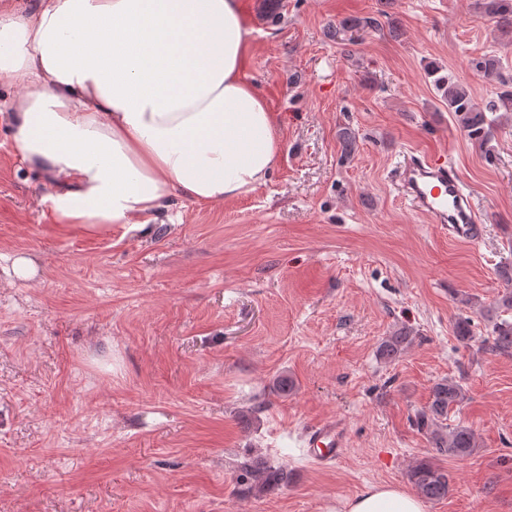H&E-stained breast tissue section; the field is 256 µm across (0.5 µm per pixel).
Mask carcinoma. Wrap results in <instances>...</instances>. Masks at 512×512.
Here are the masks:
<instances>
[{
	"label": "carcinoma",
	"mask_w": 512,
	"mask_h": 512,
	"mask_svg": "<svg viewBox=\"0 0 512 512\" xmlns=\"http://www.w3.org/2000/svg\"><path fill=\"white\" fill-rule=\"evenodd\" d=\"M475 9L483 16L496 20L503 28L512 27V0H475ZM475 70L489 77L499 74V61L493 56H484L472 62ZM441 98L454 113L459 126L467 136L481 143L485 140L492 119L487 113L499 108L512 110V92L504 91L499 102L481 108L475 104L466 88L451 77L442 76L435 81ZM499 278L505 283V289L497 302L502 313L512 311V265H504L498 270ZM409 342V336L399 333L388 337L380 347V355L392 359L399 355ZM491 348L500 353H512V321L504 318L493 323ZM465 393L462 387L449 380L435 383L430 390L429 401L414 418L415 426L426 432L432 449L440 455L465 456L476 448V435L472 429L457 426L451 430L442 426L447 419L448 410L463 402ZM247 479V492L256 495L266 493L271 487L288 480V474L281 468H271L263 462L246 464L243 467ZM409 479L417 494L428 501L448 498L450 478L448 471L427 459L419 460L409 471Z\"/></svg>",
	"instance_id": "obj_1"
}]
</instances>
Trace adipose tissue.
I'll use <instances>...</instances> for the list:
<instances>
[{
    "label": "adipose tissue",
    "instance_id": "adipose-tissue-1",
    "mask_svg": "<svg viewBox=\"0 0 512 512\" xmlns=\"http://www.w3.org/2000/svg\"><path fill=\"white\" fill-rule=\"evenodd\" d=\"M242 0H0V87L13 150L52 180L54 223L140 228L174 200H231L280 154L275 118L244 73ZM345 512H425L394 485Z\"/></svg>",
    "mask_w": 512,
    "mask_h": 512
}]
</instances>
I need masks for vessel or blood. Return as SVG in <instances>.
<instances>
[{
    "label": "vessel or blood",
    "instance_id": "1",
    "mask_svg": "<svg viewBox=\"0 0 512 512\" xmlns=\"http://www.w3.org/2000/svg\"><path fill=\"white\" fill-rule=\"evenodd\" d=\"M396 182L411 208L429 223L447 229L449 238L467 242L482 239L485 226L474 198L465 192L457 169L448 161L408 156L396 173ZM305 442L315 461L332 460L345 448L346 432L334 422L317 423L307 429Z\"/></svg>",
    "mask_w": 512,
    "mask_h": 512
}]
</instances>
